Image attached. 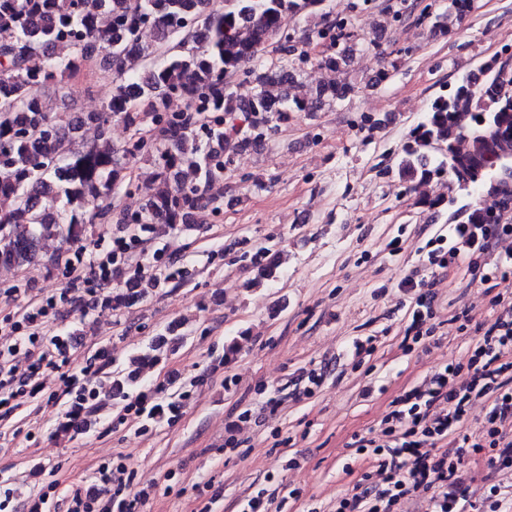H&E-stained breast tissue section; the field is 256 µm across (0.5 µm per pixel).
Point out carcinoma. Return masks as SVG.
Wrapping results in <instances>:
<instances>
[{"instance_id":"cac0c4a2","label":"carcinoma","mask_w":512,"mask_h":512,"mask_svg":"<svg viewBox=\"0 0 512 512\" xmlns=\"http://www.w3.org/2000/svg\"><path fill=\"white\" fill-rule=\"evenodd\" d=\"M325 0H0V266L33 262L40 245L62 252L87 240V225L109 224L112 187L131 165L151 160L152 193L121 224H188L199 210L218 211L211 187L224 181L236 149L262 145L290 112H315L324 100H342L331 85L308 101L282 87L292 75L281 62L267 72L251 64L270 48L301 67L310 61L298 43L328 44L318 64L346 61L349 23L338 20L302 39L286 31L290 15H316ZM112 27H101V18ZM70 52L56 55L60 39ZM50 60L36 68L31 59ZM100 62L113 73L112 95L87 116L97 143L77 147L78 127L64 113L49 114L46 89L65 92V79ZM255 82L247 101L231 91L235 77ZM184 102L171 111L170 103ZM134 134L118 148L112 121ZM406 182L452 176L459 189L492 203L460 212V224H497L512 207V61L496 57L437 94L412 128L398 163ZM258 275L276 278L281 252L257 251ZM143 296L128 288L112 296L127 307ZM167 328L136 362L158 359L167 344L184 340Z\"/></svg>"}]
</instances>
